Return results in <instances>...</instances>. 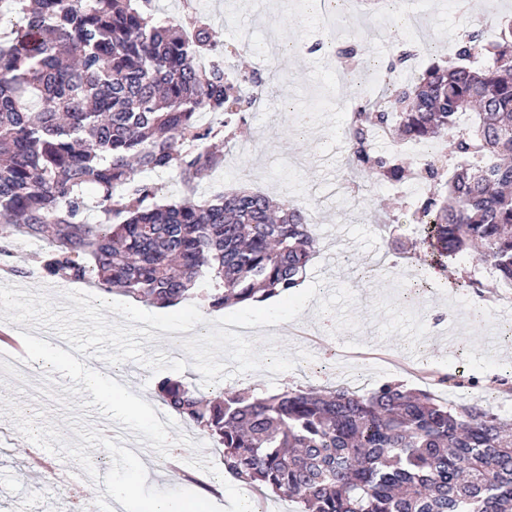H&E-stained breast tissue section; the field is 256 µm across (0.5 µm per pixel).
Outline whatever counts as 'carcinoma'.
Returning <instances> with one entry per match:
<instances>
[{
    "instance_id": "carcinoma-1",
    "label": "carcinoma",
    "mask_w": 512,
    "mask_h": 512,
    "mask_svg": "<svg viewBox=\"0 0 512 512\" xmlns=\"http://www.w3.org/2000/svg\"><path fill=\"white\" fill-rule=\"evenodd\" d=\"M26 24L0 41V240L38 239L52 278L89 282L158 307L261 303L303 282L315 255L307 209L248 187L199 203H161L137 172L177 171L188 190L220 166L203 148L237 130L264 84L216 49L161 21L156 0H10ZM496 40L472 33L455 63L398 55L384 102L348 115L353 171L401 180L398 157L371 140L440 142L446 168L415 163L428 194L405 205L436 263L475 253L512 284V18ZM203 112L219 118L204 127ZM93 187L105 218L91 222ZM168 411L224 448L233 479L298 504L297 512H512V423L489 405L455 404L383 382L360 393L287 387L206 400L164 378Z\"/></svg>"
}]
</instances>
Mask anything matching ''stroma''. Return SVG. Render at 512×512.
<instances>
[{
    "label": "stroma",
    "instance_id": "stroma-1",
    "mask_svg": "<svg viewBox=\"0 0 512 512\" xmlns=\"http://www.w3.org/2000/svg\"><path fill=\"white\" fill-rule=\"evenodd\" d=\"M231 2L240 8L234 26L226 24L221 0L156 2L160 17L171 23L202 20L220 45L235 41L236 29L249 30L254 47L239 62L265 79L262 109L247 115L232 140L212 138L224 163L197 185L194 198L246 185L315 211L316 254L305 281L318 283L319 289L296 320L247 333L260 351L266 339H274L279 351L295 360L292 370L240 374L231 364L223 380L208 386L190 366L177 373V380L213 396L225 389L269 393L288 385L368 390L383 381L423 389L434 374L448 380L437 390L442 398L458 404L481 401L511 419L512 337L503 333L504 322L512 321L507 288L482 265L469 262H448L442 279H435L421 225L397 223L381 232L373 224L377 213L401 215L405 197L377 192L374 178L353 175L346 165V114L326 66L332 55L304 50L318 27L308 0ZM425 23L428 44L437 48L451 32L478 26L479 19L477 12L452 7L432 12ZM353 28L361 62L377 64L393 56L391 42L375 36L378 19L359 17ZM43 250L41 241L18 240L10 263L21 273H0V285L45 292L59 305L58 279L30 274ZM382 252L399 256V273L377 267L372 278L358 280V268L375 264ZM116 369L117 381L130 396L125 416L117 419L86 390V368L76 360L53 373L34 365L36 379L29 387L0 379V512H71L70 490L30 471L34 453L85 475L86 512L107 507L125 512L99 476L138 478L144 469L149 475L138 479L140 499L176 496L194 512H237L250 487L224 476L221 449L177 417L158 424L164 409L154 392L159 374L133 361ZM112 423L122 431L116 443L105 434ZM172 434L183 440L175 451L168 445ZM200 455L207 458L204 469L222 473L216 486L198 483L200 470L189 461Z\"/></svg>",
    "mask_w": 512,
    "mask_h": 512
}]
</instances>
